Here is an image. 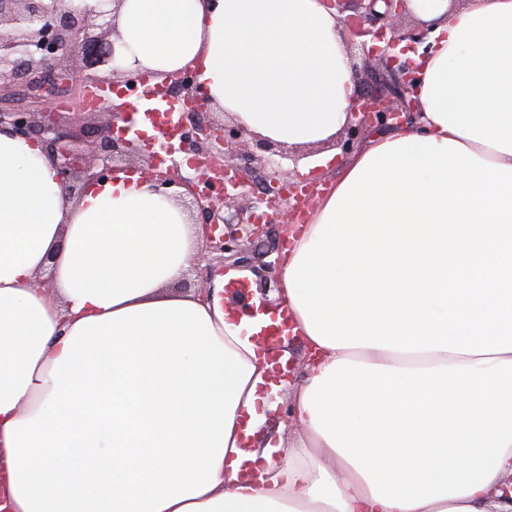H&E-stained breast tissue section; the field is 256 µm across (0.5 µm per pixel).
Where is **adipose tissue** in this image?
Returning a JSON list of instances; mask_svg holds the SVG:
<instances>
[{"instance_id":"ef3b65f1","label":"adipose tissue","mask_w":512,"mask_h":512,"mask_svg":"<svg viewBox=\"0 0 512 512\" xmlns=\"http://www.w3.org/2000/svg\"><path fill=\"white\" fill-rule=\"evenodd\" d=\"M432 25L420 115L341 167L276 294L307 349L299 426L264 423L261 320L203 231L142 175L68 197L0 134V512H512V0H408ZM126 69L193 64L215 110L286 146L333 140L358 86L322 0H124ZM51 273V290L32 288ZM197 257H198V254L195 255L192 258V260L190 261L189 269H188L189 273L186 276L187 279L183 280V281H186L187 284H184L182 281L177 285L175 290L180 291V292H195L196 291V293L199 297L205 298L208 296L207 290H209V288H206V285H204V283L200 284L201 280L198 279V277H196L195 269L197 268V265H199V268H201L202 276L205 278V274H206L205 273L206 272L205 265L207 264V261H203V260L198 261ZM197 285H199L198 288H197ZM185 288H188V289H185ZM194 288H197V289L194 290Z\"/></svg>"}]
</instances>
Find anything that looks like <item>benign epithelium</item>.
<instances>
[{"label":"benign epithelium","mask_w":512,"mask_h":512,"mask_svg":"<svg viewBox=\"0 0 512 512\" xmlns=\"http://www.w3.org/2000/svg\"><path fill=\"white\" fill-rule=\"evenodd\" d=\"M384 9L378 10V2ZM123 0H107L108 10L82 6V0H0V131L39 143L57 165L60 180L69 196L79 195L91 181L108 178L129 168L140 170L150 181L164 188H184L189 195L188 210L204 217V254L208 268L248 270L257 278L261 297L251 315L275 313L267 299L277 284L279 260H266L276 251L269 241L267 225L285 227L293 220L290 199L279 196L245 201L246 182L237 161L244 160L268 170L271 186L288 184L293 193L291 171L276 166L271 156L277 144L258 138L240 125H199L171 152L201 153L224 165V179L202 175L187 180L175 172L158 171L153 156L145 153L138 136L114 135L115 123L84 130L83 146L76 135L63 128L54 112L64 93L78 96L85 86L109 80L117 89L130 88L140 77L123 69L116 54V17ZM347 32V43L361 56L366 74L364 91L356 99L352 119L344 125L342 152L350 151L363 131L381 128L391 121L401 124L418 109L415 97L417 65L410 58L388 53L393 42L387 34L400 30L406 15V0H325ZM370 22L365 26L364 22ZM82 78L76 86L73 79ZM22 84L25 98L41 106L32 110L15 102L4 90Z\"/></svg>","instance_id":"benign-epithelium-1"}]
</instances>
